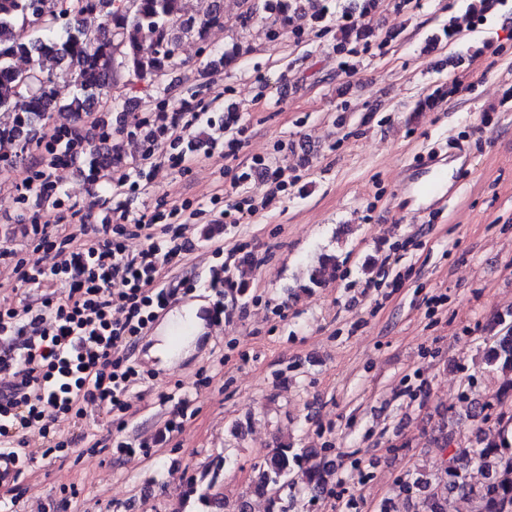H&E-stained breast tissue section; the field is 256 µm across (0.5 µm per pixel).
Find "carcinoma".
<instances>
[{
  "label": "carcinoma",
  "instance_id": "obj_1",
  "mask_svg": "<svg viewBox=\"0 0 512 512\" xmlns=\"http://www.w3.org/2000/svg\"><path fill=\"white\" fill-rule=\"evenodd\" d=\"M243 24L261 9L274 14L273 23H286L295 14L314 9L312 0H242ZM68 21L57 32L63 18ZM223 18V0H210L200 17H184L182 0H0V109L12 113L10 124L0 127V162L13 163L32 145H40L49 133L52 112L65 110L81 120L97 111L99 97L120 82L159 83L174 66L183 39L203 36ZM367 36L356 26L339 29L337 44L346 46ZM33 61L29 69L13 66L16 57ZM31 87H19L23 76ZM72 83L75 92L62 104L56 95L57 81ZM335 255L321 257L310 270L306 287H321L336 272ZM492 344L485 348L482 364L490 372L508 377L496 399L512 397V325L495 321ZM496 432L475 448H457L440 468L438 482L403 480L397 498L409 500L413 490H426L424 512H447L448 497L475 504L474 512H512V415L496 418ZM316 462L305 467L303 462ZM478 466L484 481L469 479ZM336 470L335 463L320 452H296L291 445L277 448L266 459L253 485L257 494L305 484L319 490Z\"/></svg>",
  "mask_w": 512,
  "mask_h": 512
}]
</instances>
